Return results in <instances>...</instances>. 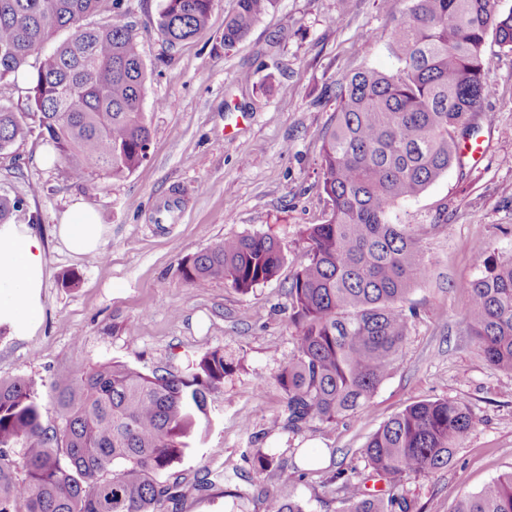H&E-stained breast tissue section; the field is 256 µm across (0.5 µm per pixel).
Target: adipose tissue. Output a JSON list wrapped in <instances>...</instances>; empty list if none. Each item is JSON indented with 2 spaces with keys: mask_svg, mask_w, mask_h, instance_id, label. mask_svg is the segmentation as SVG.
I'll list each match as a JSON object with an SVG mask.
<instances>
[{
  "mask_svg": "<svg viewBox=\"0 0 512 512\" xmlns=\"http://www.w3.org/2000/svg\"><path fill=\"white\" fill-rule=\"evenodd\" d=\"M105 226L98 214L74 204L56 226V236L72 254L100 253ZM45 286L44 247L25 224L0 225V327L10 335L29 336L36 330Z\"/></svg>",
  "mask_w": 512,
  "mask_h": 512,
  "instance_id": "obj_1",
  "label": "adipose tissue"
}]
</instances>
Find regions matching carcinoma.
<instances>
[{
    "label": "carcinoma",
    "mask_w": 512,
    "mask_h": 512,
    "mask_svg": "<svg viewBox=\"0 0 512 512\" xmlns=\"http://www.w3.org/2000/svg\"><path fill=\"white\" fill-rule=\"evenodd\" d=\"M273 2L236 0L224 46L247 36ZM212 6L163 0L157 24L169 46L199 34ZM93 14L106 19L84 23ZM61 29L69 38L42 52ZM490 33L512 48V11L495 12L491 0H408L391 36L396 69L358 71L338 89L322 134L329 218L302 230L306 250L288 288L296 335L277 377L288 429L358 414L398 360L415 316L406 298L429 268L395 208L460 165L456 145L491 93L482 58ZM21 73L26 107L0 98V152L36 133L76 181L119 179L145 160L147 73L121 0H0V82ZM21 219L34 223L26 199L1 193L0 224ZM482 262L485 273L460 284L470 297L463 323L487 364L512 373V256ZM283 263L274 236L247 234L184 259L180 269L189 283L224 279L247 292ZM230 369L220 349L186 375L98 365L52 384V425L43 423L33 380H0V512H162L180 485L174 468L210 427L209 396ZM474 424L459 399L407 406L362 448L393 490L367 495L341 471L343 512H411L395 492L399 483L449 466ZM277 467L274 455H258L254 482ZM268 512L308 510L290 492ZM454 512H512V472L461 498Z\"/></svg>",
    "instance_id": "cac0c4a2"
}]
</instances>
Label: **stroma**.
I'll return each mask as SVG.
<instances>
[{
	"label": "stroma",
	"mask_w": 512,
	"mask_h": 512,
	"mask_svg": "<svg viewBox=\"0 0 512 512\" xmlns=\"http://www.w3.org/2000/svg\"><path fill=\"white\" fill-rule=\"evenodd\" d=\"M122 4L148 73V157L125 178L77 182L63 165L43 163L37 139L0 155V193L23 196L37 215L47 271L39 327L0 335V379L25 376L45 392L55 379L113 361L181 375L223 350L232 369L211 396L213 425L179 465L183 495L164 512H267L289 491L309 512H341L333 474L344 469L363 487L388 489L362 449L422 400H463L476 425L448 468L400 486L413 512H453L464 495L512 472V376L489 368L466 334L469 297L459 287L483 273L479 256L512 255V49L492 35L483 46L492 94L482 109L494 123L479 129L487 144L480 163L449 168L396 209L430 267L407 299L416 316L401 358L357 417L296 433L284 424L277 375L293 350L288 287L305 251L301 231L329 215L319 190L321 134L346 77L396 68L389 44L406 4L276 0L228 48L224 22L236 0H214L206 29L174 49L158 30L161 0ZM77 202L106 226L99 254L71 255L52 234ZM244 234L279 240L277 277L246 293L222 279H182L183 259ZM69 273L76 286L63 284ZM260 451L285 469L256 485ZM203 475L213 485L201 493L193 484Z\"/></svg>",
	"instance_id": "1"
}]
</instances>
